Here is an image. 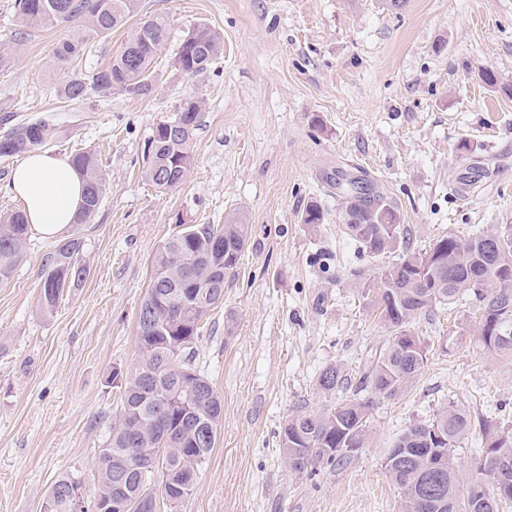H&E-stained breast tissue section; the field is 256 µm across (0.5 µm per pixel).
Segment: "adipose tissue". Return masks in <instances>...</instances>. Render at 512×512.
Returning a JSON list of instances; mask_svg holds the SVG:
<instances>
[{
	"label": "adipose tissue",
	"mask_w": 512,
	"mask_h": 512,
	"mask_svg": "<svg viewBox=\"0 0 512 512\" xmlns=\"http://www.w3.org/2000/svg\"><path fill=\"white\" fill-rule=\"evenodd\" d=\"M84 182L67 160L35 150L15 169L10 190L25 204L36 233L53 239L75 221L83 203Z\"/></svg>",
	"instance_id": "1"
}]
</instances>
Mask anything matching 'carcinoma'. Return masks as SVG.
Segmentation results:
<instances>
[{"instance_id":"carcinoma-1","label":"carcinoma","mask_w":512,"mask_h":512,"mask_svg":"<svg viewBox=\"0 0 512 512\" xmlns=\"http://www.w3.org/2000/svg\"><path fill=\"white\" fill-rule=\"evenodd\" d=\"M19 18L30 28L72 24L71 37L56 49L68 61L86 52L89 42L112 33L138 14V0H15ZM168 37V20L154 15L136 21L128 40L111 62L84 77L69 80L60 94L78 99L89 89H114L147 95L151 67ZM219 34L199 24L180 44L175 67L193 76L221 54ZM202 101L184 100L174 117L157 125L144 148V179L158 189L182 184L193 164L192 139L199 126ZM52 117L28 122L0 136V158L17 156L48 143L56 135ZM84 178V196L77 223L86 224L106 192L102 164L90 149L71 155ZM343 200L346 234L372 255L404 242L397 204L363 176L332 184ZM29 224L25 211L0 213V283L22 261ZM250 235L238 215L223 224H189L167 237L151 260L149 287L137 311L141 360L131 369L113 371L121 390V408L104 448L97 456L100 492L93 505L73 509L58 493L74 483L55 479L48 497L57 499L52 512H113L114 480L125 477L124 512H172L193 491L197 473L215 447L222 400L194 366V345L200 323L224 300V282L235 275ZM84 241L72 235L47 255L40 284V305L56 307L66 289L85 278ZM372 302L395 332L378 359L368 367L361 389L371 385L386 398L402 393L421 373L427 344L403 330L409 320L472 294L481 311L480 341L490 351L512 355V234L487 233L468 239L448 235L426 251L406 250L377 273ZM326 397L345 394L351 381L337 366L317 378ZM373 402L344 399L319 410L300 408L285 420L279 435L288 469L312 477L351 456L367 439L366 423ZM478 425L483 443L478 476L463 485L454 461L456 443ZM472 423L465 410L449 405L434 418L416 422L387 452L385 469L402 493L403 512H500L512 505V428L504 430L485 419Z\"/></svg>"}]
</instances>
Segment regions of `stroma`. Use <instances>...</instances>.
<instances>
[{
    "label": "stroma",
    "instance_id": "35a3bbf8",
    "mask_svg": "<svg viewBox=\"0 0 512 512\" xmlns=\"http://www.w3.org/2000/svg\"><path fill=\"white\" fill-rule=\"evenodd\" d=\"M138 10L169 21L151 93L69 100L61 83L106 65L127 28L61 65L55 49L70 26L26 28L14 0H0V49L15 55L0 70V131L57 114L46 151L94 149L107 181L77 230L87 276L53 311L41 309L39 284L54 241L29 233L0 284V512H40L62 474L86 502L97 498L96 458L120 409L110 375L140 359L151 259L177 219L221 224L234 213L250 237L195 345L223 417L177 512H402L388 449L451 404L512 426V358L481 345L475 300L409 322L427 362L396 397L360 391L374 401L364 448L315 479L292 473L279 447L286 417L327 405L316 386L325 366L359 381L392 336L368 290L399 254L370 256L344 234L331 184L341 172L382 187L412 250L512 230V0H139ZM201 23L223 51L185 76L174 57ZM188 96L205 102L194 164L182 185L159 190L143 177L144 146ZM313 201L317 226L301 220Z\"/></svg>",
    "mask_w": 512,
    "mask_h": 512
}]
</instances>
